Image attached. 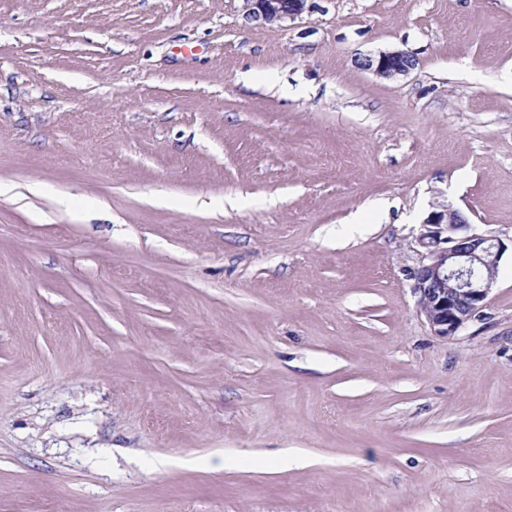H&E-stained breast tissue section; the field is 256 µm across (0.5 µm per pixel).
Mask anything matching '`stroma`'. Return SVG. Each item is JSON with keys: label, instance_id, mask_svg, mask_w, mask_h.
<instances>
[{"label": "stroma", "instance_id": "obj_1", "mask_svg": "<svg viewBox=\"0 0 512 512\" xmlns=\"http://www.w3.org/2000/svg\"><path fill=\"white\" fill-rule=\"evenodd\" d=\"M308 4L0 0V512H512V0ZM246 17L265 24L293 20L306 9L307 0H243ZM357 65L379 78L394 80L409 75L416 68L417 59L409 51L392 49L360 56ZM415 237L421 259L411 271L417 313L435 336H458L487 306L508 247L477 231L448 200L432 204Z\"/></svg>", "mask_w": 512, "mask_h": 512}]
</instances>
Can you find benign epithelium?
<instances>
[{
  "instance_id": "obj_1",
  "label": "benign epithelium",
  "mask_w": 512,
  "mask_h": 512,
  "mask_svg": "<svg viewBox=\"0 0 512 512\" xmlns=\"http://www.w3.org/2000/svg\"><path fill=\"white\" fill-rule=\"evenodd\" d=\"M307 0H244L246 17L265 24L293 20L306 9ZM357 65L379 78L394 80L409 75L415 56L403 49L365 54ZM420 262L411 271L417 313L436 336L459 335L487 306L507 245L477 231L452 204L440 200L420 224L415 237Z\"/></svg>"
}]
</instances>
